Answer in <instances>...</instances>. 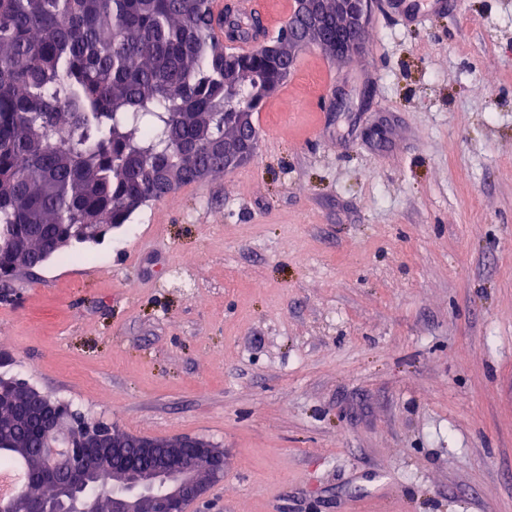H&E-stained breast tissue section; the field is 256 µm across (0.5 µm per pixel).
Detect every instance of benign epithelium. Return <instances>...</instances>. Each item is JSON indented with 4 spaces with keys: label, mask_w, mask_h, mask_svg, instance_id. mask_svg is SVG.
<instances>
[{
    "label": "benign epithelium",
    "mask_w": 512,
    "mask_h": 512,
    "mask_svg": "<svg viewBox=\"0 0 512 512\" xmlns=\"http://www.w3.org/2000/svg\"><path fill=\"white\" fill-rule=\"evenodd\" d=\"M370 0H336V16L342 23L326 30L322 0H293L288 21L303 25L301 37L288 33L294 45L288 60L299 51L317 47L326 54L346 58L363 41ZM245 141L236 136L224 138V169L242 162ZM19 398L42 412L59 410L58 420L38 453L37 470L29 483L49 484L55 496L44 501L29 497L24 485L7 501L0 500V512H99L100 498L87 492L103 475L112 476L109 512H186L190 502L204 495L210 483L223 478L224 450L210 440L180 435L164 441L151 436L121 434L109 424H89L78 420L53 396L17 379L13 382ZM96 448L93 466L86 465L78 447ZM127 448H137L154 456L152 467L115 465L116 457Z\"/></svg>",
    "instance_id": "1"
}]
</instances>
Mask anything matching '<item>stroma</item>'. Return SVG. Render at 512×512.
Segmentation results:
<instances>
[{"instance_id": "stroma-1", "label": "stroma", "mask_w": 512, "mask_h": 512, "mask_svg": "<svg viewBox=\"0 0 512 512\" xmlns=\"http://www.w3.org/2000/svg\"><path fill=\"white\" fill-rule=\"evenodd\" d=\"M366 30L248 162L6 285L20 377L222 446L188 512H512V0Z\"/></svg>"}]
</instances>
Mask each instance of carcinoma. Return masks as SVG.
Instances as JSON below:
<instances>
[{
  "label": "carcinoma",
  "mask_w": 512,
  "mask_h": 512,
  "mask_svg": "<svg viewBox=\"0 0 512 512\" xmlns=\"http://www.w3.org/2000/svg\"><path fill=\"white\" fill-rule=\"evenodd\" d=\"M210 0H0V279L18 249L40 266L80 225L125 224L174 184L224 171V137L288 75L277 53L241 57L212 33ZM40 224L33 237L27 225ZM0 418L23 473L41 421Z\"/></svg>",
  "instance_id": "carcinoma-1"
}]
</instances>
